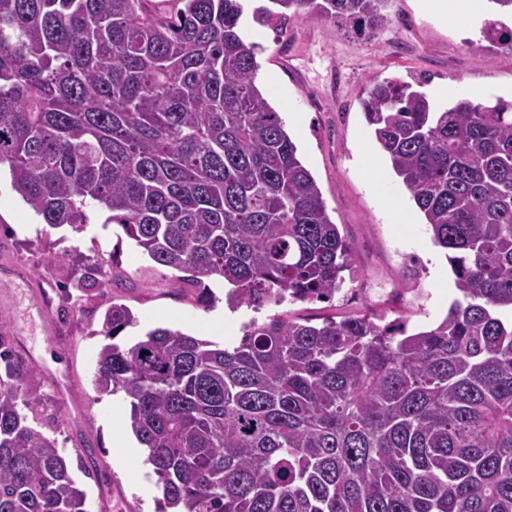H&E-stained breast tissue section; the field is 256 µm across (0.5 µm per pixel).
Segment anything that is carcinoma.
I'll return each instance as SVG.
<instances>
[{"label": "carcinoma", "mask_w": 512, "mask_h": 512, "mask_svg": "<svg viewBox=\"0 0 512 512\" xmlns=\"http://www.w3.org/2000/svg\"><path fill=\"white\" fill-rule=\"evenodd\" d=\"M0 0V165L51 226L105 205L157 264L227 304L331 300L351 250L257 85L242 0ZM389 0H267L253 21L341 20ZM483 38L512 65V28ZM366 121L449 250L460 298L413 334L368 316L252 320L231 348L111 304L96 387L130 401L158 512H512V102L438 107L373 83ZM38 401L0 379V512H88Z\"/></svg>", "instance_id": "obj_1"}]
</instances>
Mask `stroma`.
Wrapping results in <instances>:
<instances>
[{
  "label": "stroma",
  "mask_w": 512,
  "mask_h": 512,
  "mask_svg": "<svg viewBox=\"0 0 512 512\" xmlns=\"http://www.w3.org/2000/svg\"><path fill=\"white\" fill-rule=\"evenodd\" d=\"M388 24L364 38L332 23L295 15L280 29L248 25L259 47L258 84L280 112L298 155L317 181L328 212L348 242L353 271L329 301L283 302L261 309H228L223 280L205 279L211 307L194 300L179 270L155 263L128 239L111 213L93 203L83 229L51 228L0 171V328L12 350L29 361H0L26 392L43 402V431L70 458L98 471L87 479L89 512H156L160 496L144 448L130 447L128 410L92 385L108 303L135 317L116 341L137 342L148 330H178L227 347L250 320L369 315L381 325L406 323L408 332L438 324L457 298L446 253L431 234L368 126L361 101L375 78L424 79L439 106L463 96L512 101V65L481 35L480 23L446 19L426 0H390ZM109 269L106 289L76 277Z\"/></svg>",
  "instance_id": "stroma-1"
}]
</instances>
